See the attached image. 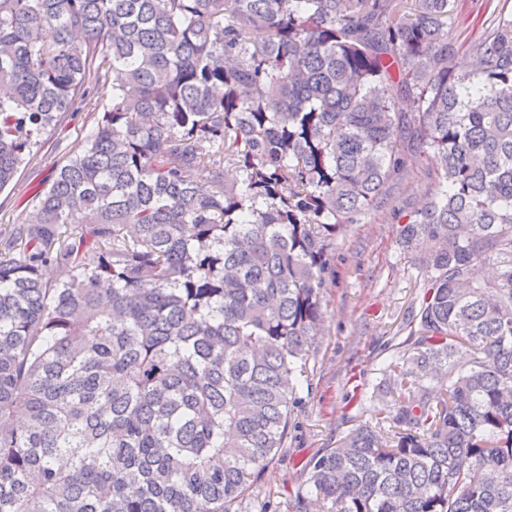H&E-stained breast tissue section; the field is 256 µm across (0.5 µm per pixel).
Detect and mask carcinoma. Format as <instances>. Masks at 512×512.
I'll return each instance as SVG.
<instances>
[{
  "label": "carcinoma",
  "mask_w": 512,
  "mask_h": 512,
  "mask_svg": "<svg viewBox=\"0 0 512 512\" xmlns=\"http://www.w3.org/2000/svg\"><path fill=\"white\" fill-rule=\"evenodd\" d=\"M449 2L0 0V192L115 74L0 229V512H241L336 238L410 151L435 189L399 230L425 277L391 429L306 459L292 512H512V12L461 41ZM112 73L98 82L85 104L69 114L66 128L48 144L41 147L35 160L22 167L15 181L0 193V228L18 224L25 217L27 201L51 182L60 168L66 151L87 133L98 112L112 103ZM58 143V145H56Z\"/></svg>",
  "instance_id": "obj_1"
}]
</instances>
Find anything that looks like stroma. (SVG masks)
Segmentation results:
<instances>
[{
	"mask_svg": "<svg viewBox=\"0 0 512 512\" xmlns=\"http://www.w3.org/2000/svg\"><path fill=\"white\" fill-rule=\"evenodd\" d=\"M112 102V81L103 79L85 104L67 118L54 142L41 147L0 192V228L25 216L27 201L51 182L67 151L87 133L98 112ZM408 175L387 205L336 239L335 272L327 277L321 300L324 334L308 376L298 387L300 402L286 448L253 486L255 498L287 503L303 481L302 465L318 449L335 445L353 425L380 415L383 368L397 355L422 292L424 273L397 244L393 211L412 214L433 191L434 179L422 154L407 156Z\"/></svg>",
	"mask_w": 512,
	"mask_h": 512,
	"instance_id": "stroma-1",
	"label": "stroma"
}]
</instances>
